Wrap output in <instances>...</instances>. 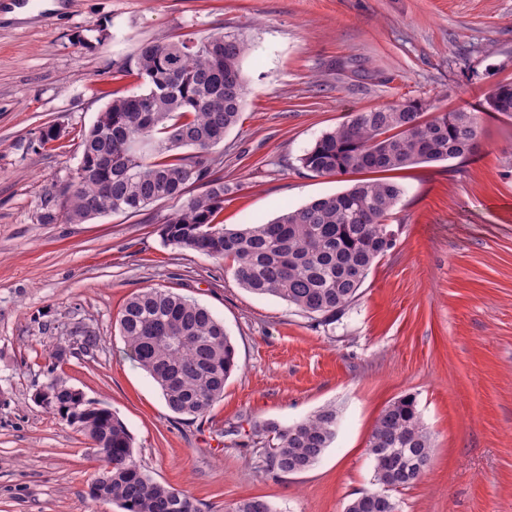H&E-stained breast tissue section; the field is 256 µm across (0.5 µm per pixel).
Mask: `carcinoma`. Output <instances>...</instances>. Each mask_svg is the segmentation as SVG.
Masks as SVG:
<instances>
[{"instance_id": "1", "label": "carcinoma", "mask_w": 512, "mask_h": 512, "mask_svg": "<svg viewBox=\"0 0 512 512\" xmlns=\"http://www.w3.org/2000/svg\"><path fill=\"white\" fill-rule=\"evenodd\" d=\"M252 45L241 34L141 44L133 70L145 89L112 93L111 100L82 135V172L49 194L40 221L53 224L63 211L70 224L108 213L138 214L149 206L182 197L188 186L202 191L187 199L161 227L164 244L234 263V277L259 296H274L322 324L335 322L355 301L372 268L394 248L386 224L402 190L382 179L359 180L348 189L301 207H286L262 224L228 229L216 222L229 188L216 175L209 153L241 119L249 93L243 61ZM418 100L353 113L323 133L299 158L314 175L391 172L451 159L469 160L480 151V116L444 112L422 120ZM480 111L512 115V82L500 83ZM149 148L130 143L141 132ZM130 357L158 385L168 409L202 418L224 396L237 368L236 348L224 324L198 302L161 288L131 295L119 319ZM67 357L56 345L47 382L45 410L65 419L92 443L98 466L89 486L94 500L123 512H200L196 499L150 477L137 461L126 425L106 407L55 376ZM338 410L327 405L307 418L282 425L253 424V438L268 443L266 469L279 474L309 470L336 439ZM367 454L375 491L349 501L346 512H398L391 491L419 481L433 451L432 436L415 398L400 396L377 416ZM231 512H274L252 497Z\"/></svg>"}]
</instances>
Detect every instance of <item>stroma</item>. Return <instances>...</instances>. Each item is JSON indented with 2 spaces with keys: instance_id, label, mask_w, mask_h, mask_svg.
<instances>
[{
  "instance_id": "stroma-1",
  "label": "stroma",
  "mask_w": 512,
  "mask_h": 512,
  "mask_svg": "<svg viewBox=\"0 0 512 512\" xmlns=\"http://www.w3.org/2000/svg\"><path fill=\"white\" fill-rule=\"evenodd\" d=\"M0 0V512H121L89 496L90 441L34 395L50 350L60 374L110 408L156 480L229 512L261 496L275 512H344L371 489L366 442L380 411L409 394L433 441L399 512H512V117H481L467 162L394 172L396 245L334 324L241 288L231 261L164 245L177 203L86 224L40 221L72 182L79 142L107 103L112 71L140 44L217 32L248 37L250 93L210 156L230 189L221 221L266 222L282 207L344 190L299 158L351 113L405 99L431 115L474 111L512 82V0H57L6 18ZM60 140L40 144L47 126ZM167 289L206 306L238 370L209 415L171 413L125 351L126 298ZM98 337L84 351L75 327ZM336 405L342 425L311 469L264 467L253 422L291 424Z\"/></svg>"
}]
</instances>
